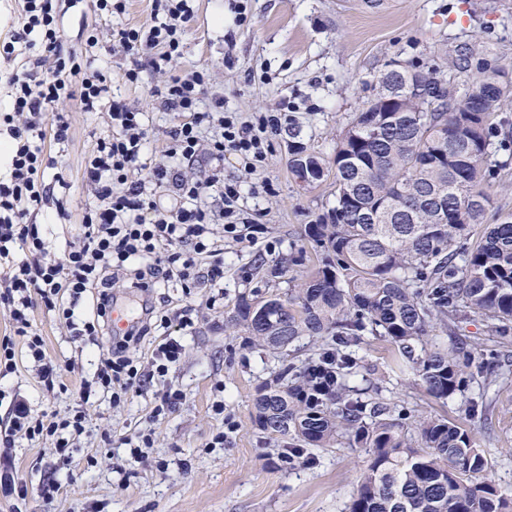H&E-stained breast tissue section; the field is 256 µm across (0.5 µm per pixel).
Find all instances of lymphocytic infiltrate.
<instances>
[{
    "instance_id": "obj_1",
    "label": "lymphocytic infiltrate",
    "mask_w": 512,
    "mask_h": 512,
    "mask_svg": "<svg viewBox=\"0 0 512 512\" xmlns=\"http://www.w3.org/2000/svg\"><path fill=\"white\" fill-rule=\"evenodd\" d=\"M23 26L0 43V51L13 55L18 43H39L42 53L15 74L12 109L0 114L11 147L8 179H0V306L7 308L13 334L0 340V367L14 372L15 343L23 341L37 364V376L53 388L56 366L47 361L44 339L32 327V295H40L48 313L75 336L107 338L108 347L96 370L97 384L113 404L140 393L146 377L129 354L152 329H170L168 316L146 308L136 330L112 333V287L151 291L177 282L183 290L220 287L223 267L204 266L207 257L224 243L252 246L254 221L242 202L244 181L224 177V161L235 157L246 174L266 165L270 137L279 128L276 115L246 116L240 112L201 110L203 72L196 71L169 82L161 97L167 107L184 112L187 119L176 129L163 161L150 160L149 118L108 97L99 71L82 68L74 57H62L56 14L61 0H22ZM191 18L189 0H154L149 28L120 27L112 38L124 52L146 53L155 69L165 68L182 46L185 25ZM81 85L85 111L109 101L110 128L98 143L86 170L91 199L76 242L62 251L52 249L41 225L30 223L49 203L44 181V122L55 104L68 98L73 83ZM210 166L205 177L188 175L199 160ZM217 188L221 201L220 228H213L206 189ZM172 192L176 203L158 205V190ZM81 407L68 417L34 416L18 399L11 400L10 435L0 446L11 447L12 435L51 440L56 468L69 462L68 448L85 431L88 389H81Z\"/></svg>"
}]
</instances>
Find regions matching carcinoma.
I'll return each mask as SVG.
<instances>
[{
    "mask_svg": "<svg viewBox=\"0 0 512 512\" xmlns=\"http://www.w3.org/2000/svg\"><path fill=\"white\" fill-rule=\"evenodd\" d=\"M376 85L329 161L302 146L291 153L302 185L334 178L333 202L305 228L321 264L283 293L240 297L225 324L271 354L286 355L305 337L324 341L258 387L253 421L296 440L288 449L295 459L341 438L364 449L346 512H512V493L487 478L491 464L470 430L423 415L408 432L353 386L368 336L389 342L438 400L512 376V213L485 223L492 200L484 188L512 167V136L499 130L512 90L453 55L385 69ZM478 227V241L463 244ZM302 265L303 251H291L268 276ZM463 309L486 322L487 366L457 339ZM441 333L453 345L438 342ZM315 370L333 380L318 400L305 396Z\"/></svg>",
    "mask_w": 512,
    "mask_h": 512,
    "instance_id": "1",
    "label": "carcinoma"
}]
</instances>
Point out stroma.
<instances>
[{"mask_svg":"<svg viewBox=\"0 0 512 512\" xmlns=\"http://www.w3.org/2000/svg\"><path fill=\"white\" fill-rule=\"evenodd\" d=\"M241 6L248 16L243 23ZM191 7L181 54L163 70H153L146 55L126 54L112 41L116 24L151 25L152 0H128L117 18L94 11L89 0L64 8L57 16L61 51L100 70L111 93L148 114L154 151L170 143L182 121L156 95L173 78L206 72L201 94L206 106L220 101L249 115L275 112L287 103L288 120L271 136L266 166L256 177L263 188L246 202L257 244L251 249L228 244L212 256V263L224 268L223 299L213 300L209 288L184 296L173 282L152 295L157 312L173 317L186 311L193 320L191 327L172 332L186 351L167 376L184 400L156 421L150 416L154 388L117 407L96 392L85 404L88 431L75 440L67 468L57 473L51 441L16 438L9 467L27 494L0 495V512H345L367 459L364 450L342 440L314 450L315 464H291L282 453L291 439L268 435L252 422L258 386L282 362L300 363L305 351L284 359L259 353L245 331L226 334L224 322L241 295L286 291L287 278L266 276L280 256L300 249L306 267L319 263L321 255L304 228L332 202L333 179L325 177L312 189L300 186L289 171L291 152L303 146L331 156L337 135L373 97L372 82L390 60L428 59L476 43L512 63V0H387L378 11L361 8L359 0H193ZM92 33L99 42L89 53L85 41ZM137 66L140 82H127L126 70ZM60 121L67 124L68 137L44 142L51 162L45 177L50 203L35 221L47 225L52 244L61 248L79 231L88 202L86 168L108 131L109 116L103 108L84 111L74 96L59 101L45 125ZM31 318L59 377L53 390H46L19 342L17 369L0 379V388L24 397L34 413L68 416L81 403L83 383L93 380L102 349L70 335L40 297L32 299ZM362 355L381 379L392 413L403 414L406 424L429 413L458 417L463 397L478 394L471 386L464 396L436 401L412 371L397 369L388 343L369 341ZM219 401L220 414L214 410ZM486 401L488 413L469 417L466 424L493 463L490 479L512 489V383L492 388ZM228 421L235 432L224 446L211 447L213 435ZM141 433L151 434L154 444L147 459L137 462L122 440ZM51 477L59 490L47 500L40 489Z\"/></svg>","mask_w":512,"mask_h":512,"instance_id":"stroma-1","label":"stroma"}]
</instances>
